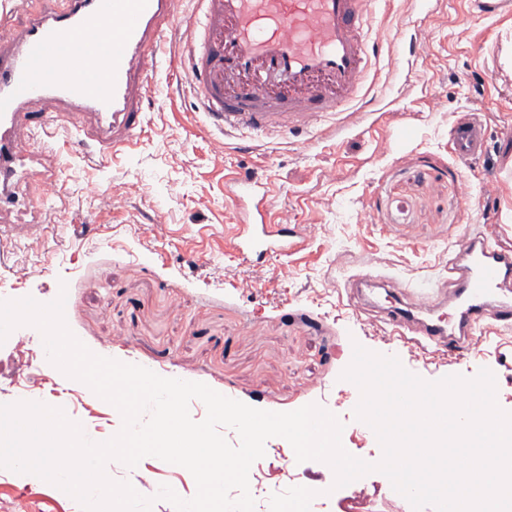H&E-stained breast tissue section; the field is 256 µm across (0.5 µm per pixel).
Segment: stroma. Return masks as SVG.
I'll use <instances>...</instances> for the list:
<instances>
[{
	"label": "stroma",
	"instance_id": "obj_1",
	"mask_svg": "<svg viewBox=\"0 0 512 512\" xmlns=\"http://www.w3.org/2000/svg\"><path fill=\"white\" fill-rule=\"evenodd\" d=\"M373 34L383 45L374 91L394 101L371 124L361 112L318 123L309 135L237 139L204 128L188 74L166 69L143 104L146 125L135 148L107 158L76 139L41 149L46 176L18 167L11 204L0 210V300L46 304L66 292L65 319L93 353L154 373L208 385L251 407L290 412L319 405L344 425L342 445L367 462L382 449L355 417L360 400L343 380L354 345L398 357L434 381L493 372L496 401L512 413V326H493L479 346L456 352L418 336L390 335L351 298L359 275H386L395 290L448 286L451 245L482 229L488 211L496 240L512 250V16L482 20L467 0H385ZM469 113L489 129L488 150L466 164L449 132ZM258 168L269 177L277 219L294 225L297 250L281 263L241 264L224 238L235 230L224 176ZM492 182L495 197L461 203L460 186ZM42 224L29 238L27 225ZM26 341L31 361L18 363ZM33 386L38 402L59 407L87 438L104 441L122 424L116 408L52 365L42 335L14 329L0 344V403ZM108 477L141 488L151 512H175L160 486L180 497L197 490L192 474L153 457L130 468L112 461ZM330 466L297 462L273 437L250 469L254 512H278L290 491L315 494L314 512H413L389 479L373 472L334 488ZM363 497L352 494L354 488ZM23 497L35 512H82L44 480L0 468V499Z\"/></svg>",
	"mask_w": 512,
	"mask_h": 512
}]
</instances>
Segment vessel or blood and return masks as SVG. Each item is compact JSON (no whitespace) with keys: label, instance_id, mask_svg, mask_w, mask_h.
Masks as SVG:
<instances>
[{"label":"vessel or blood","instance_id":"b4317fda","mask_svg":"<svg viewBox=\"0 0 512 512\" xmlns=\"http://www.w3.org/2000/svg\"><path fill=\"white\" fill-rule=\"evenodd\" d=\"M17 2L28 13L22 28L0 17V201L12 196L22 152L74 133L77 116L95 124L100 154L132 148L160 45L176 30L187 36L188 73L210 126L240 137L299 135L367 108L382 53L372 35L378 0H66L48 13ZM487 141L485 125L472 119L451 133L464 162ZM227 192L242 263L287 255L295 231L272 214L269 178L241 171ZM487 224L458 239L447 295L406 290L388 307L392 334L462 349L488 322L512 317V251L493 244L495 219ZM441 303L447 318H433Z\"/></svg>","mask_w":512,"mask_h":512}]
</instances>
